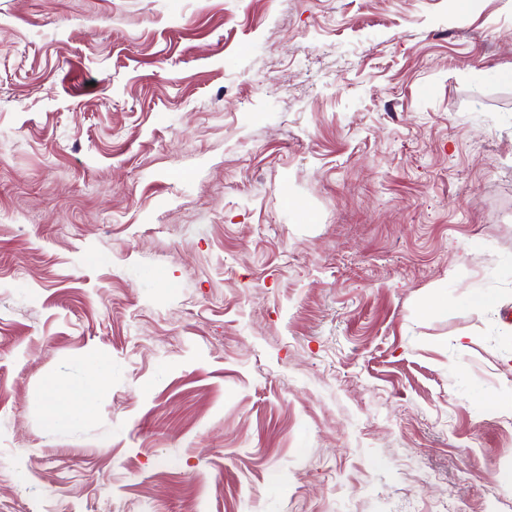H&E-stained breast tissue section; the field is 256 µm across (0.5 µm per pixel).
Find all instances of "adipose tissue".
Returning <instances> with one entry per match:
<instances>
[{"label": "adipose tissue", "instance_id": "adipose-tissue-1", "mask_svg": "<svg viewBox=\"0 0 512 512\" xmlns=\"http://www.w3.org/2000/svg\"><path fill=\"white\" fill-rule=\"evenodd\" d=\"M111 378L112 363L106 359L89 362L85 373L77 379L47 378L43 386L47 425L63 428L93 415L97 395L107 388Z\"/></svg>", "mask_w": 512, "mask_h": 512}]
</instances>
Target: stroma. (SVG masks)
<instances>
[{
  "label": "stroma",
  "instance_id": "35a3bbf8",
  "mask_svg": "<svg viewBox=\"0 0 512 512\" xmlns=\"http://www.w3.org/2000/svg\"><path fill=\"white\" fill-rule=\"evenodd\" d=\"M505 305L512 0H0V512H512ZM112 378L111 360L88 363L85 373L77 379L49 377L44 382V416L51 429L69 426L93 415L100 391Z\"/></svg>",
  "mask_w": 512,
  "mask_h": 512
}]
</instances>
